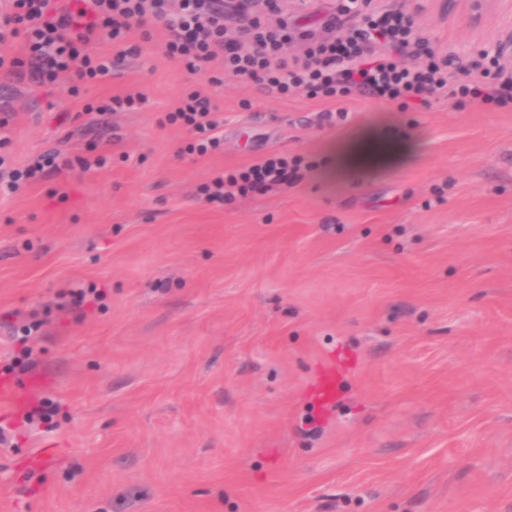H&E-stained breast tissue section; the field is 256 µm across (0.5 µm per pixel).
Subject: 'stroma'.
I'll list each match as a JSON object with an SVG mask.
<instances>
[{
    "label": "stroma",
    "instance_id": "1",
    "mask_svg": "<svg viewBox=\"0 0 512 512\" xmlns=\"http://www.w3.org/2000/svg\"><path fill=\"white\" fill-rule=\"evenodd\" d=\"M405 4L452 64L512 43V0ZM163 44L103 40L111 76L77 88L0 77V156L107 159L0 196V381L24 394L0 403V512H512V112L356 94L343 117ZM192 89L224 117L203 156L164 121ZM374 128L416 152L337 174ZM275 153L316 167L201 199ZM332 358L352 372L323 413ZM147 101V96L141 92H138L135 94H127L123 97L113 96L109 99L108 102H105L96 108H93L92 105L88 104L86 109L87 111H97L105 114L107 112L132 110L137 107H141L142 105L146 104Z\"/></svg>",
    "mask_w": 512,
    "mask_h": 512
}]
</instances>
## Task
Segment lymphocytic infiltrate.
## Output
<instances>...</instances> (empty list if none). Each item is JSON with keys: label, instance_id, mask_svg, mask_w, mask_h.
I'll return each instance as SVG.
<instances>
[{"label": "lymphocytic infiltrate", "instance_id": "1", "mask_svg": "<svg viewBox=\"0 0 512 512\" xmlns=\"http://www.w3.org/2000/svg\"><path fill=\"white\" fill-rule=\"evenodd\" d=\"M12 0L0 16V44L22 40L24 56L0 55V70L16 82L39 87L55 83L59 74L76 80L111 75L112 59L95 49L102 38H122L132 28L161 26L167 57L179 61L194 77L207 75L222 59L226 76L263 84L288 95L303 91L341 102L353 94L399 103L402 108L428 106L438 95L455 107L480 106L512 112V66L500 54L481 51L468 64L450 69L447 58L431 47L403 5H372L371 0H340L323 18L329 37L320 38L289 27L286 18L263 26L257 12L224 13L220 0H180L177 13L168 0ZM235 31H228V23ZM302 41V54L290 53ZM167 123L187 127L193 140L188 153L200 156L220 147L224 120L211 99L189 91L165 116ZM56 156L41 155L25 167L6 166L0 158V193H17L54 166ZM299 160L271 156L205 184L200 193L210 203L271 186H294Z\"/></svg>", "mask_w": 512, "mask_h": 512}]
</instances>
